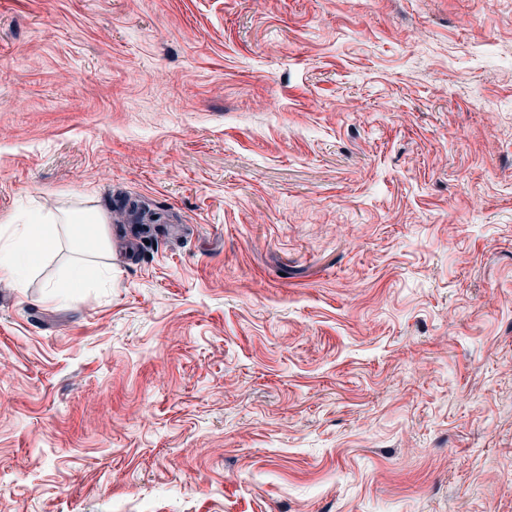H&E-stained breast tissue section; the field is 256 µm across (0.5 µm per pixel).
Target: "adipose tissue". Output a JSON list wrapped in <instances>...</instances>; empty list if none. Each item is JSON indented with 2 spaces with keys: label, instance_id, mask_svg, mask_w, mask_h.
<instances>
[{
  "label": "adipose tissue",
  "instance_id": "1",
  "mask_svg": "<svg viewBox=\"0 0 512 512\" xmlns=\"http://www.w3.org/2000/svg\"><path fill=\"white\" fill-rule=\"evenodd\" d=\"M10 232L0 236V280L24 285L44 256L55 248L59 239H67L70 250L80 256L64 281L69 289L109 278L112 269L99 265L98 257L111 249V237L105 216L97 210L66 208L48 216L30 206L15 212L9 219Z\"/></svg>",
  "mask_w": 512,
  "mask_h": 512
}]
</instances>
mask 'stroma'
<instances>
[{
  "label": "stroma",
  "instance_id": "obj_1",
  "mask_svg": "<svg viewBox=\"0 0 512 512\" xmlns=\"http://www.w3.org/2000/svg\"><path fill=\"white\" fill-rule=\"evenodd\" d=\"M31 204L0 512H512V0H0ZM105 216L97 210L66 208L57 216H46L35 206L15 212L6 222L11 230L0 237V280L23 286L44 256L55 248L62 235L70 250L86 258L74 264L63 283H51L43 300L64 299L55 288H85L91 283L112 277V268L89 260L107 254L111 237Z\"/></svg>",
  "mask_w": 512,
  "mask_h": 512
}]
</instances>
